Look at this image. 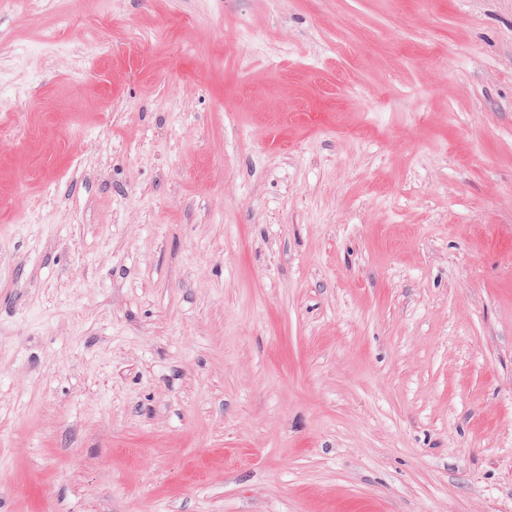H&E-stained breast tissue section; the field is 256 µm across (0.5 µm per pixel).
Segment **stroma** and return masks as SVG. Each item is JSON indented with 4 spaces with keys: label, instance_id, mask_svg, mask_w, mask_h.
<instances>
[{
    "label": "stroma",
    "instance_id": "35a3bbf8",
    "mask_svg": "<svg viewBox=\"0 0 512 512\" xmlns=\"http://www.w3.org/2000/svg\"><path fill=\"white\" fill-rule=\"evenodd\" d=\"M0 38V512H512V0Z\"/></svg>",
    "mask_w": 512,
    "mask_h": 512
}]
</instances>
